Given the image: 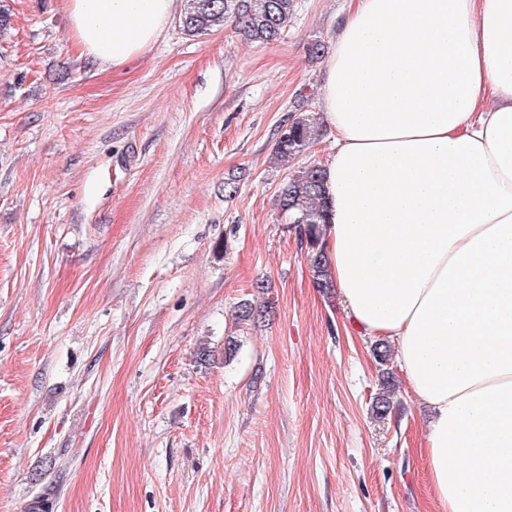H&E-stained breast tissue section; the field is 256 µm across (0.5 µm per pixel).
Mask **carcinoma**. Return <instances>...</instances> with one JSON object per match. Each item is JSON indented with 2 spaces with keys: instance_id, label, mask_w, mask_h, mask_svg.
Listing matches in <instances>:
<instances>
[{
  "instance_id": "1",
  "label": "carcinoma",
  "mask_w": 512,
  "mask_h": 512,
  "mask_svg": "<svg viewBox=\"0 0 512 512\" xmlns=\"http://www.w3.org/2000/svg\"><path fill=\"white\" fill-rule=\"evenodd\" d=\"M180 17L184 31L201 35L222 22H235V29L252 42L271 43L287 29L294 13V0H185ZM319 127L305 115L290 117L281 125L274 148L275 158L288 165L319 136ZM280 211L290 223L303 228L314 253L309 262L318 287L328 289L333 282L327 273L324 251L320 249V224L325 222L327 205L323 174L309 165L288 176L278 198Z\"/></svg>"
}]
</instances>
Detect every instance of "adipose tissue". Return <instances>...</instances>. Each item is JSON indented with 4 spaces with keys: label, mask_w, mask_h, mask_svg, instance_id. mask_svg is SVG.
I'll return each instance as SVG.
<instances>
[{
    "label": "adipose tissue",
    "mask_w": 512,
    "mask_h": 512,
    "mask_svg": "<svg viewBox=\"0 0 512 512\" xmlns=\"http://www.w3.org/2000/svg\"><path fill=\"white\" fill-rule=\"evenodd\" d=\"M176 0H66L120 67ZM321 243L351 326L426 409L439 512H512V0H352L322 70Z\"/></svg>",
    "instance_id": "obj_1"
}]
</instances>
